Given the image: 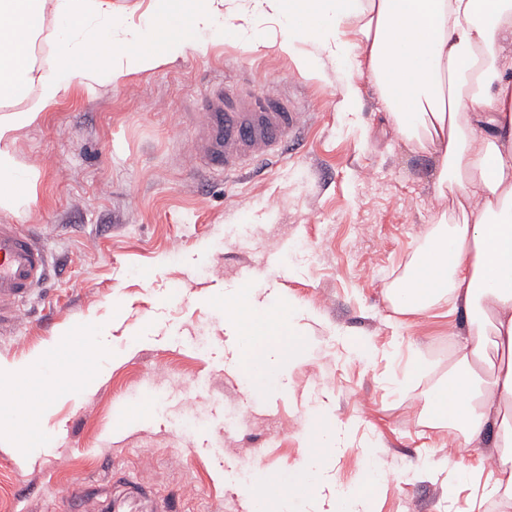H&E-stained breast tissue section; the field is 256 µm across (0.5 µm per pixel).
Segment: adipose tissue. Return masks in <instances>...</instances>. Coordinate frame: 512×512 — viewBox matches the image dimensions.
I'll use <instances>...</instances> for the list:
<instances>
[{
  "instance_id": "obj_1",
  "label": "adipose tissue",
  "mask_w": 512,
  "mask_h": 512,
  "mask_svg": "<svg viewBox=\"0 0 512 512\" xmlns=\"http://www.w3.org/2000/svg\"><path fill=\"white\" fill-rule=\"evenodd\" d=\"M221 0H151L142 24L122 27L112 0H0V208L31 202L15 133L75 83L111 84L123 69L153 66L159 46L205 49L224 37ZM270 10L296 51L312 40L336 59L353 58L380 90L396 127L437 161L436 191L451 210L393 290L403 311L439 301L468 316L464 343L430 412L446 416L456 447L494 429L498 465L481 496L512 495V0H253ZM52 10L54 63L37 68L31 49ZM134 54L103 53L116 30ZM38 103L22 108L30 93Z\"/></svg>"
}]
</instances>
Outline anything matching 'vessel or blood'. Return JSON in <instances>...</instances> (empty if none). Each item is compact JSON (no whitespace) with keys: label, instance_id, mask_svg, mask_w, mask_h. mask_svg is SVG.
<instances>
[{"label":"vessel or blood","instance_id":"b4317fda","mask_svg":"<svg viewBox=\"0 0 512 512\" xmlns=\"http://www.w3.org/2000/svg\"><path fill=\"white\" fill-rule=\"evenodd\" d=\"M308 115L287 98L212 89L195 126L193 162L232 175L263 163L276 151L301 146ZM48 259L35 231L0 223V330L43 284Z\"/></svg>","mask_w":512,"mask_h":512}]
</instances>
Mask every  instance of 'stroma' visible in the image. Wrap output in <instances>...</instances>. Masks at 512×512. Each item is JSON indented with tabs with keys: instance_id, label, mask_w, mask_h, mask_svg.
<instances>
[{
	"instance_id": "obj_1",
	"label": "stroma",
	"mask_w": 512,
	"mask_h": 512,
	"mask_svg": "<svg viewBox=\"0 0 512 512\" xmlns=\"http://www.w3.org/2000/svg\"><path fill=\"white\" fill-rule=\"evenodd\" d=\"M223 11L243 37L75 84L16 133L32 201L0 223L36 229L50 275L0 335V368L44 353L82 369L0 404V512H56L77 477L90 512L116 472L181 512H252L262 486L312 461L319 489L284 491L271 512L356 497L367 512H467L491 449L447 452L448 422L427 412L455 354L448 306L415 316L392 299L435 231V159L398 133L367 71L308 42L283 49L251 0ZM348 79L363 98L354 116ZM214 86L288 97L311 114L306 147L235 178L193 170V113ZM238 299L259 305V329L292 321L300 347L258 397L225 322ZM79 331L94 354L71 342ZM360 341L369 355L353 354ZM123 404L135 413L119 421ZM442 457L472 477L452 489L419 471Z\"/></svg>"
}]
</instances>
